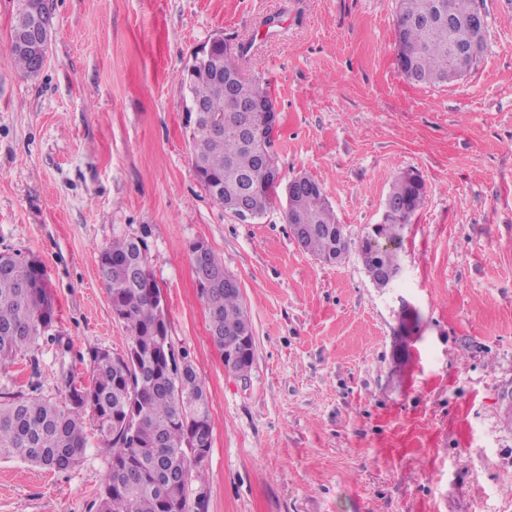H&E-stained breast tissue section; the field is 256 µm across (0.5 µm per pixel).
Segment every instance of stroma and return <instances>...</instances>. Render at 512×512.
<instances>
[{
	"mask_svg": "<svg viewBox=\"0 0 512 512\" xmlns=\"http://www.w3.org/2000/svg\"><path fill=\"white\" fill-rule=\"evenodd\" d=\"M22 0H0V252L37 260L70 352L37 338L0 393L40 382L61 400L83 356L130 332L98 275L116 237L148 245L169 342L203 379L213 427L202 512H512V0H485L487 49L447 84L397 65L396 0H53L49 59L5 58ZM246 44L281 123L271 207L243 222L192 166L183 74L215 35ZM423 205L402 230L400 273L369 278L357 242L395 178ZM322 186L352 242L336 264L303 250L286 187ZM240 283L255 336L248 376L207 330L193 243ZM407 359L396 346L404 312ZM81 463L0 460V512H90L109 457L87 428Z\"/></svg>",
	"mask_w": 512,
	"mask_h": 512,
	"instance_id": "1",
	"label": "stroma"
}]
</instances>
